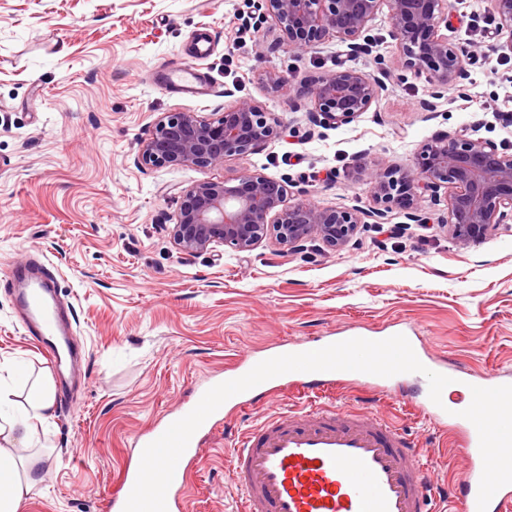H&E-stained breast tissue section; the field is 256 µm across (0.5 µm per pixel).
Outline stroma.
<instances>
[{"label":"stroma","mask_w":512,"mask_h":512,"mask_svg":"<svg viewBox=\"0 0 512 512\" xmlns=\"http://www.w3.org/2000/svg\"><path fill=\"white\" fill-rule=\"evenodd\" d=\"M258 0H0V268L49 262L75 317L83 376L77 405L57 398L49 425L23 457L47 475L27 512H109L136 439L188 408L196 390L235 371L245 355L284 343L353 334L419 336L430 358L399 379L400 396L347 381L321 398L394 423L421 448L431 481L451 489L465 462L459 437L420 408L441 368L482 381L512 380V223L470 244L423 202L429 221L402 206L388 223L359 225L344 249L306 244L281 253L274 238L253 250L218 247L190 257L170 237L186 189L236 183L244 170L284 180L287 204L374 207L367 171L413 165L422 145L467 133L512 153V56L493 48L489 0H455L448 40L475 47L466 97L440 111L419 106L424 77L396 62L387 10L369 22L372 53L330 40L297 52L274 22L254 29ZM211 55L196 60L199 37ZM195 63L211 87L203 100L157 88L155 75ZM388 70L369 112L335 127L293 112L288 98L338 66ZM287 80L279 92L265 77ZM253 100L281 122L279 135L247 156L201 168L140 165L138 151L162 112L213 116ZM37 377L54 365L22 330L0 288V362ZM284 385L245 410H225L189 472L188 512H234L229 449L239 433L280 412L311 408Z\"/></svg>","instance_id":"1"}]
</instances>
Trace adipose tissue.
Masks as SVG:
<instances>
[{
	"label": "adipose tissue",
	"instance_id": "ef3b65f1",
	"mask_svg": "<svg viewBox=\"0 0 512 512\" xmlns=\"http://www.w3.org/2000/svg\"><path fill=\"white\" fill-rule=\"evenodd\" d=\"M16 370L0 364V512H25L33 489L44 483L45 473L36 460H23L14 442L33 444L37 424L50 419L55 403L50 379L33 382L25 404L15 408L13 395Z\"/></svg>",
	"mask_w": 512,
	"mask_h": 512
}]
</instances>
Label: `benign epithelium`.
Here are the masks:
<instances>
[{
  "label": "benign epithelium",
  "instance_id": "7a95c632",
  "mask_svg": "<svg viewBox=\"0 0 512 512\" xmlns=\"http://www.w3.org/2000/svg\"><path fill=\"white\" fill-rule=\"evenodd\" d=\"M254 29L272 20L287 46L311 51L336 39L352 53L369 52L364 36L369 21L388 8L391 37L402 66L426 74L431 100L421 110L433 112L436 101L450 89L466 95L464 81L474 49L448 42L441 24L452 14V0H259ZM498 20L496 36L508 39L495 48L512 53V0H490ZM385 84L375 74L340 68L318 76L289 98L295 110L317 113L324 122L347 125L371 109ZM277 117L252 100H239L217 118L197 112H164L140 144L139 161L146 166L177 163L208 167L230 156H244L278 134ZM377 206L367 211L324 210L298 203L285 206L287 184L258 171H247L238 184L200 181L184 193L172 227L180 253L198 256L219 246L238 251L254 249L274 236L286 251L318 241L332 250L344 248L365 219L383 224L394 205L408 210L407 219L427 223L419 202L440 201L446 194V217L452 236L462 245L496 231L512 220V154L490 140L441 135L426 143L413 166L370 169Z\"/></svg>",
  "mask_w": 512,
  "mask_h": 512
}]
</instances>
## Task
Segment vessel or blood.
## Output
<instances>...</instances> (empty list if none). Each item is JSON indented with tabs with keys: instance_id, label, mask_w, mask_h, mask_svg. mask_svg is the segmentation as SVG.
I'll list each match as a JSON object with an SVG mask.
<instances>
[{
	"instance_id": "vessel-or-blood-1",
	"label": "vessel or blood",
	"mask_w": 512,
	"mask_h": 512,
	"mask_svg": "<svg viewBox=\"0 0 512 512\" xmlns=\"http://www.w3.org/2000/svg\"><path fill=\"white\" fill-rule=\"evenodd\" d=\"M161 84L205 97L209 87L197 70L180 64L165 70ZM0 284L16 289L23 308L21 325L36 331L56 364L72 355V328L51 291L50 273L8 268ZM421 362L417 339L398 334L362 347L353 336L325 343L279 346L262 359L245 357L240 372L199 390L180 416L154 427L143 441L140 465L126 472L113 512H186V473L201 456V433L226 406L243 407L257 390L285 379L307 388L331 387L364 376L397 380ZM466 410L449 412L439 397L424 411L437 423L464 428L459 442L467 465L452 499L462 512H512V422L490 420V409L512 404V382L469 385ZM230 479L241 492L238 512H435L436 494L420 450L401 446L399 433L377 419L344 410L315 408L293 418L281 414L271 424L238 434Z\"/></svg>"
}]
</instances>
